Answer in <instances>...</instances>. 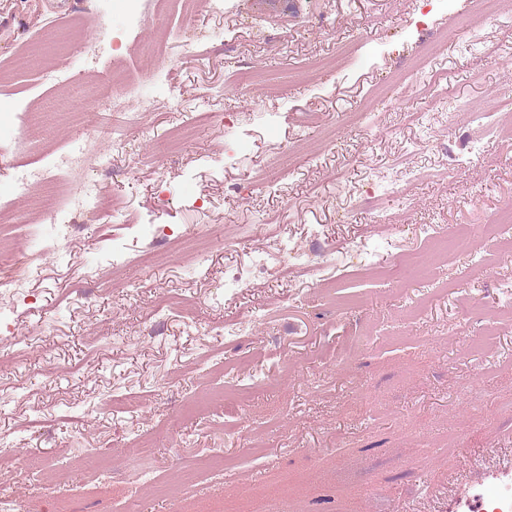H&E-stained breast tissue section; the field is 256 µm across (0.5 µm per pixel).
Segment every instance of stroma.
Here are the masks:
<instances>
[{"label":"stroma","mask_w":512,"mask_h":512,"mask_svg":"<svg viewBox=\"0 0 512 512\" xmlns=\"http://www.w3.org/2000/svg\"><path fill=\"white\" fill-rule=\"evenodd\" d=\"M470 2L201 5L164 18L160 66L132 0H0V252L23 288L0 298V486L18 512H439L417 486L447 490L449 451L512 448V254L480 238L424 283L375 272L422 249L423 227L489 224L512 204V137L448 109L512 102L507 20ZM102 25L113 48L94 44ZM434 40L445 51L414 73ZM118 64L154 103L102 141L104 164L55 186L90 185L115 211L62 238L20 190L134 111L111 88ZM244 69L272 79L244 90ZM57 98L70 115L46 113ZM27 223L35 240L18 236ZM243 224L267 231L241 242ZM200 225L220 232L206 249L162 241ZM315 250L332 261L289 272ZM255 251L265 272L225 287ZM168 296L188 312L154 313ZM125 393L138 412L112 406Z\"/></svg>","instance_id":"obj_1"}]
</instances>
